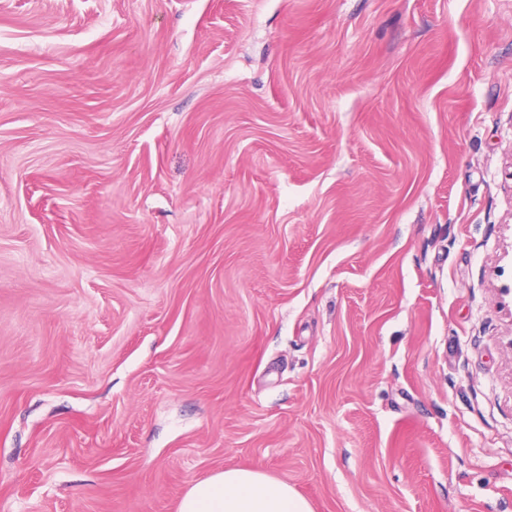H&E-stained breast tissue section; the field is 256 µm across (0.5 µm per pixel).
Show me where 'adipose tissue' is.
<instances>
[{
    "label": "adipose tissue",
    "mask_w": 512,
    "mask_h": 512,
    "mask_svg": "<svg viewBox=\"0 0 512 512\" xmlns=\"http://www.w3.org/2000/svg\"><path fill=\"white\" fill-rule=\"evenodd\" d=\"M178 512H312L287 483L245 468L219 469L193 483Z\"/></svg>",
    "instance_id": "ef3b65f1"
}]
</instances>
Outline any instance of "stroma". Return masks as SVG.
<instances>
[{"instance_id": "stroma-1", "label": "stroma", "mask_w": 512, "mask_h": 512, "mask_svg": "<svg viewBox=\"0 0 512 512\" xmlns=\"http://www.w3.org/2000/svg\"><path fill=\"white\" fill-rule=\"evenodd\" d=\"M512 512V0H0V512ZM178 512H312L287 483L245 468L219 469L193 483Z\"/></svg>"}]
</instances>
